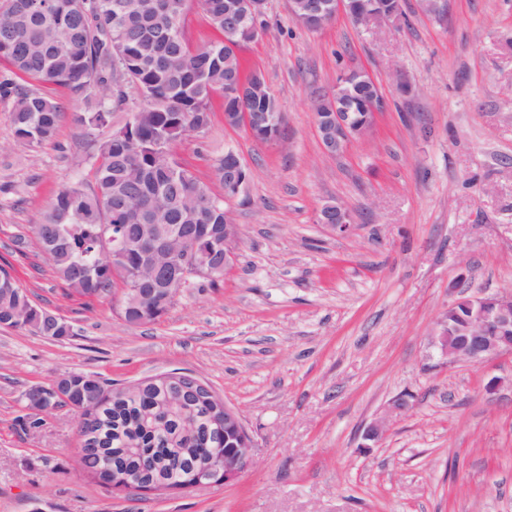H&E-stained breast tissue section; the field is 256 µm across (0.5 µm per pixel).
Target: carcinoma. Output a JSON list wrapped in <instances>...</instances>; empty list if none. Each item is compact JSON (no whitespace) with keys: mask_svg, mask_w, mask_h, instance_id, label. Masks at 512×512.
I'll return each instance as SVG.
<instances>
[{"mask_svg":"<svg viewBox=\"0 0 512 512\" xmlns=\"http://www.w3.org/2000/svg\"><path fill=\"white\" fill-rule=\"evenodd\" d=\"M0 0V60L12 77L0 81V94L15 95L13 135L24 146L53 141L66 113L34 87L50 82L81 99L96 95V108L74 120L93 135L105 128L112 109L126 104L124 87L135 88L141 103L131 107L126 132L95 141L93 180L60 189L34 225V233L68 290L89 297L109 296L117 279L137 287L132 270L142 263L136 249L119 267L102 257L112 249V225L195 224L197 249L206 248L224 231V199L182 166L174 145L188 132L211 124V101L223 99L229 117L253 116L256 139L270 142L280 135L271 119L281 112L277 99L259 74L243 75L234 48L251 42L250 23L235 19L234 0H200L218 38L194 47L183 33L186 0ZM337 93L350 112L371 111L376 93L366 91L351 75ZM26 295L10 272L0 267V322ZM169 304L156 299L129 307L124 319L145 323L161 317ZM59 338L70 333L63 321L42 331ZM90 376L74 374L62 400L44 392L36 408L68 406L83 410L80 468L101 481L112 468L130 469L137 461L149 466L147 477H169L179 483L209 464L214 454L231 447L215 410L224 401L213 394L179 398L180 377L148 381L138 389L115 393L89 385Z\"/></svg>","mask_w":512,"mask_h":512,"instance_id":"obj_1","label":"carcinoma"}]
</instances>
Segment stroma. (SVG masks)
<instances>
[{
    "mask_svg": "<svg viewBox=\"0 0 512 512\" xmlns=\"http://www.w3.org/2000/svg\"><path fill=\"white\" fill-rule=\"evenodd\" d=\"M401 4L376 32L342 13L310 31L289 0H270L238 55L285 112L286 144L227 127L219 109L177 143L204 183L229 149L252 179L231 205L235 266L147 323L124 320L119 293H68L33 233L58 190L93 181V145L73 119L85 102L52 88L66 117L53 142L28 147L0 98V265L71 328H0V512H512V356L449 366L431 345L453 300L512 291V0H452L439 20ZM352 70L386 107L330 156L312 105ZM335 202L348 234L317 221ZM172 371L207 384L254 434L234 484L113 492L79 469V412L25 400L63 373L109 386Z\"/></svg>",
    "mask_w": 512,
    "mask_h": 512,
    "instance_id": "obj_1",
    "label": "stroma"
}]
</instances>
